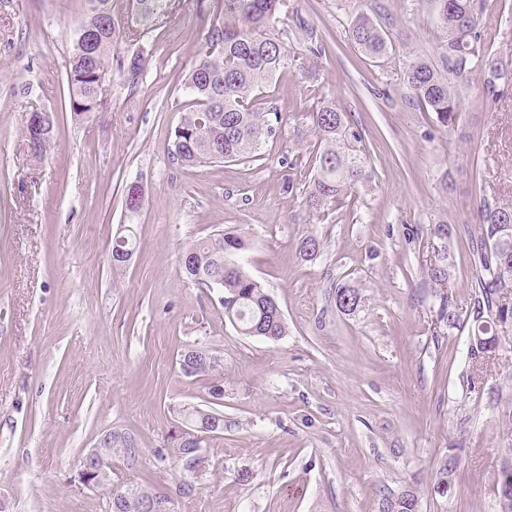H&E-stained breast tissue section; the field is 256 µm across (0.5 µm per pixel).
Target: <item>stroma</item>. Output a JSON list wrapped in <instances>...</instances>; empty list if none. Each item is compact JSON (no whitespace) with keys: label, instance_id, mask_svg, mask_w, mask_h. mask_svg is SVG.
<instances>
[{"label":"stroma","instance_id":"obj_1","mask_svg":"<svg viewBox=\"0 0 512 512\" xmlns=\"http://www.w3.org/2000/svg\"><path fill=\"white\" fill-rule=\"evenodd\" d=\"M86 9L0 0V512H105V490L77 473L109 430L137 445L135 457L113 456V481L165 493L172 512H379L383 494L405 490L420 512H495L512 432L464 385L469 335L438 324L425 272L443 246L436 222L473 225L481 202L512 204V82L492 99L483 73L462 79L459 120L443 127L403 83L411 56L437 53L434 0H285L293 60L269 89L277 136L257 160L186 168L169 142L210 0H177L141 40L138 84L113 75L100 112L78 121L66 68ZM362 14L384 25L388 61L351 44ZM484 19L496 31L489 54L511 61L512 0H485ZM321 101L358 126L371 175L354 201L318 213L304 203V177L317 146L309 113ZM35 110L56 117L38 157L25 139ZM133 181L145 188L135 214L123 198ZM124 224L137 250L116 268ZM219 230L246 237V269L279 305L281 339L241 335L219 291L184 275L183 252ZM311 234L322 248L306 261L299 244ZM445 246L464 309L474 258L465 237ZM343 282L361 290L350 315L336 308ZM194 344L224 360V433L192 474L174 454L178 412L214 407L209 380L176 363ZM458 443L457 489L435 495Z\"/></svg>","mask_w":512,"mask_h":512}]
</instances>
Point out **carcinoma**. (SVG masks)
<instances>
[{
	"label": "carcinoma",
	"instance_id": "1",
	"mask_svg": "<svg viewBox=\"0 0 512 512\" xmlns=\"http://www.w3.org/2000/svg\"><path fill=\"white\" fill-rule=\"evenodd\" d=\"M139 21L135 30L127 20L114 13L112 0H98L96 12L87 11L77 23L67 68L70 112L82 119L99 111L100 93L94 87L95 71H112V55L121 40L130 49L118 59L128 83H138L146 56L137 47L142 31L167 19L175 9V0H137ZM284 0H213L215 17L205 36L200 60L186 76L184 85L191 99L181 107V120L174 128L170 154L185 167H200L215 162H249L258 156L266 141L276 137L281 122L280 110L264 106L265 90L275 75L288 68L290 54L285 42L275 34ZM442 37L437 55L416 56L403 70V82L410 99L420 108L435 114L444 127L454 126L459 118V79L476 71L488 74L485 83L495 93L497 81L512 76L502 61L484 51L492 29L483 24V0H436ZM349 38L369 59L378 62L390 56L391 42L384 28L365 14L350 27ZM312 127L319 142L316 166L308 180L305 203L320 211L339 205L355 185L365 180L367 158L357 149L359 131L353 129L347 113L331 102L310 112ZM465 235L477 258L478 277L470 307L456 305L448 288L450 264L448 249L437 252L427 268L428 281L434 285L437 319L448 331L468 329L467 348L469 391L485 395L488 404H501L499 390L481 387L480 371L489 361L502 356V341L495 329L512 328V307L501 306V295L512 294V205L485 201L479 212V224L462 227L441 221L433 226V235L448 241ZM321 241L308 235L300 241L299 254L306 260L317 256ZM247 243L241 235L221 232L190 247L199 255L202 272L218 270L224 293V316L245 336L255 332L271 340L286 333L284 319L269 313L268 290L246 270L243 253ZM362 300L360 289L340 284L335 289L336 308L349 315ZM223 360L209 356L194 376H209L212 384H224ZM459 449L450 448L437 473L433 490L441 497L456 489ZM142 493L131 488L119 498L122 512L139 508ZM498 512H512V444L503 449L495 477ZM416 492L406 490L382 498L380 512H419Z\"/></svg>",
	"mask_w": 512,
	"mask_h": 512
}]
</instances>
